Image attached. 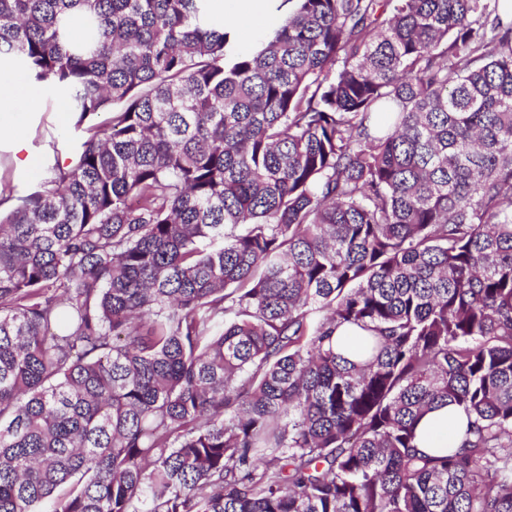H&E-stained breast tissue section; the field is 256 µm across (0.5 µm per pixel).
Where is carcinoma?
<instances>
[{"mask_svg":"<svg viewBox=\"0 0 512 512\" xmlns=\"http://www.w3.org/2000/svg\"><path fill=\"white\" fill-rule=\"evenodd\" d=\"M498 2L281 0L249 51L208 0H0L74 117L0 179V512H512ZM466 417L453 406H445L426 416L420 424L419 448L456 447L463 435Z\"/></svg>","mask_w":512,"mask_h":512,"instance_id":"1","label":"carcinoma"}]
</instances>
